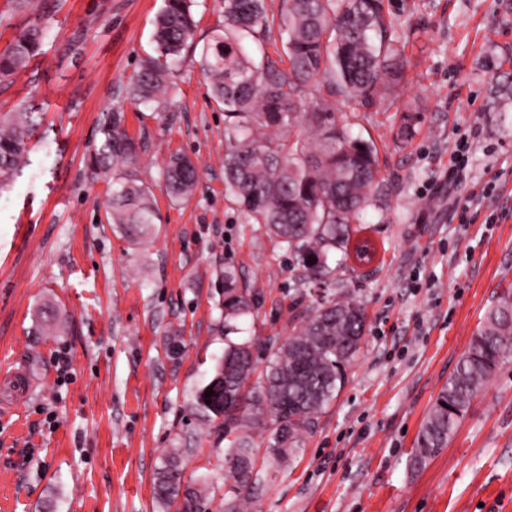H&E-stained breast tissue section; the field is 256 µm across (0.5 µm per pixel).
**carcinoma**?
<instances>
[{
  "label": "carcinoma",
  "mask_w": 512,
  "mask_h": 512,
  "mask_svg": "<svg viewBox=\"0 0 512 512\" xmlns=\"http://www.w3.org/2000/svg\"><path fill=\"white\" fill-rule=\"evenodd\" d=\"M194 0H165L155 19L154 53L145 56L127 86L137 104L167 107L177 96L174 81L193 39ZM287 34L285 59H255L248 41L273 28ZM385 0H284L278 14L266 0H224V27L202 48L201 72L213 99L224 108V197L253 224H262L282 250L292 255L301 277L324 287L336 284L330 256L342 264L371 263L376 247L352 240L354 224L365 223L368 208L379 206L375 146L353 134L336 103L375 106L405 79V44ZM42 29L33 25L0 53V78L26 68L41 46ZM124 113L115 108L103 121L91 167L111 175L108 220L146 236L158 219L149 187L131 166L138 145L128 137ZM418 111H403L396 138H412ZM34 126L23 108L0 116V185L8 183L23 157ZM305 126L314 135L296 129ZM169 196L189 200L196 167L182 154L165 166ZM224 356L196 405L230 439L227 461L236 495L257 481L251 432L268 433L267 453L291 462L315 415L325 410L345 383V366L360 349L366 313L353 299L324 296L302 311L294 333L271 347L268 365L252 387L253 342L239 341L238 323L254 314L258 292L241 282L237 266L222 273ZM512 352V292H503L487 311L454 373L439 392L415 442L422 459L447 447L457 423L501 361ZM214 395L205 398V392ZM154 494L182 512H206L200 490L183 484L179 449L157 471Z\"/></svg>",
  "instance_id": "obj_1"
}]
</instances>
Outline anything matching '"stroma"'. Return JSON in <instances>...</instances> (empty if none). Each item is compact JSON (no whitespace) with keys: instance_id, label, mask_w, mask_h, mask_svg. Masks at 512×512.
<instances>
[{"instance_id":"stroma-1","label":"stroma","mask_w":512,"mask_h":512,"mask_svg":"<svg viewBox=\"0 0 512 512\" xmlns=\"http://www.w3.org/2000/svg\"><path fill=\"white\" fill-rule=\"evenodd\" d=\"M18 2L0 0V50L33 24L43 39L25 70L0 79V113L27 107L37 122L0 190V371L27 370L32 391L0 410V512H176L154 495L172 448L208 512H224L229 442L195 402L224 352L221 272L234 263L259 291L239 324L240 339L257 341L259 374L297 325L304 284L264 225L224 197V112L200 65L223 0H195L198 26L165 109L123 100L164 0ZM386 5L407 41L405 82L389 109L357 106L353 127L375 144L385 184L363 232L377 256L336 275L337 299L366 310L361 348L296 459L275 462L254 431L258 483L243 512H512V354L447 447L414 457L440 389L512 286V0ZM409 102L420 123L399 146ZM119 103L140 145L133 170L158 208L139 245L109 223L110 178L89 165ZM461 129L475 132L464 180L496 183L470 224L448 207ZM176 152L197 167L184 202L162 178Z\"/></svg>"}]
</instances>
